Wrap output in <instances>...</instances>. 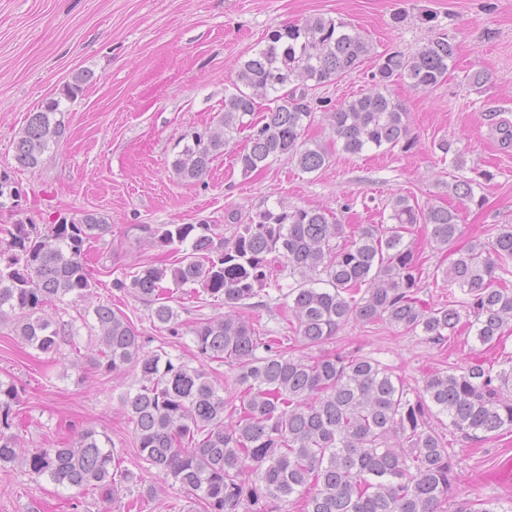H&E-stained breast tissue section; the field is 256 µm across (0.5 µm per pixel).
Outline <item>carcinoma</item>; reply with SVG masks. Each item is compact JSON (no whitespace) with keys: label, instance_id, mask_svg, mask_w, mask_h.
Wrapping results in <instances>:
<instances>
[{"label":"carcinoma","instance_id":"obj_1","mask_svg":"<svg viewBox=\"0 0 512 512\" xmlns=\"http://www.w3.org/2000/svg\"><path fill=\"white\" fill-rule=\"evenodd\" d=\"M371 44L350 24L312 16L267 33L263 47L238 63L235 92L204 132L186 136L172 161L185 182L200 179L224 148L242 132L247 147L235 163L245 176L285 156L304 172L329 162L326 146L304 138L315 120L308 83L338 80L358 68ZM456 45L446 32L406 56H377L372 88L328 111L329 126L342 150L408 151L415 138L403 105L383 90L402 79L428 91L448 79ZM91 74L74 75L63 90L70 101ZM266 101L260 108V101ZM61 100L52 98L31 112L14 143L15 168L34 171L66 135ZM452 165L466 168L465 152L442 138L435 143ZM451 190L474 201V186L494 174L474 169ZM382 224L352 227L321 207L279 202L256 209L230 235L215 240L209 224H159L148 230L152 246L186 245L167 264L147 262L121 284L149 303L153 321L179 335L173 290L198 286L224 302V315L202 319L191 330L203 364L192 367L166 351L141 353L140 334L108 304L93 307L100 336L93 365L117 373L133 365L134 394L122 403L140 456L158 474L192 492L207 512H448L454 483L448 442L432 427L438 415L466 436L512 431V367L493 371L478 357L429 374L409 396L400 376L360 352L297 356L285 346L295 340L319 347L351 320L385 322L423 341L445 344L468 318L483 348L512 331V288L504 274L512 264V226H505L451 251L443 282L466 300L430 307L419 297L420 262L405 236L416 224L431 226L436 248L448 251L463 235L460 213L444 206H420L408 196L389 202ZM109 228L104 216L85 212L60 217L44 230L14 224L0 249V321L44 354H55L71 333L45 307L88 301L95 284L85 245ZM288 272V319L293 336H262L239 310L279 288ZM263 354H258V351ZM208 361L228 364L237 391L224 395L205 369ZM20 393L0 380V463H19L37 482L57 487L119 491L112 469L118 451L109 438L87 428L62 446L17 451L11 431ZM453 512H499L498 504L459 502Z\"/></svg>","mask_w":512,"mask_h":512}]
</instances>
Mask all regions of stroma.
Returning <instances> with one entry per match:
<instances>
[{
	"instance_id": "1",
	"label": "stroma",
	"mask_w": 512,
	"mask_h": 512,
	"mask_svg": "<svg viewBox=\"0 0 512 512\" xmlns=\"http://www.w3.org/2000/svg\"><path fill=\"white\" fill-rule=\"evenodd\" d=\"M398 12L405 19L397 24ZM316 15L343 19L372 43V57L358 69L313 89V97L335 105L368 90L375 55H408L436 30L448 32L457 51L445 83L427 93L404 81L388 88L408 113L414 148L348 154L320 111L305 133L331 153L318 171L304 172L282 157L243 175L233 161L246 145L240 137L200 180L177 178L171 163L182 137L204 131L223 110L238 62L258 49L269 29ZM83 70L93 78L64 104L66 137L36 171L15 170L13 143L28 113L59 96ZM476 72L483 76L478 85ZM503 119L512 122V0H0V172H9L22 191L0 208V227L22 222L42 228L61 213L106 217L108 231L90 242L97 300L134 324L143 353L163 350L192 366L198 360L191 327L223 314V306L210 297L182 296L175 304L182 333L172 336L153 322L146 302L115 286L160 257L148 228L204 223L224 237L230 218L246 221L279 200L330 209L345 224L381 223L396 195L445 206L455 201L450 188L459 175L433 147L445 137L465 150L469 165L495 174L476 187L480 204L462 212L465 240L482 239L491 228L512 225V148H503L494 131ZM410 240L424 258L423 299L445 303L448 291L435 285L433 274L447 264L446 253L433 248L425 225H416ZM51 314L75 334L74 345L54 355L26 345L12 323L0 322V379L19 388L21 447L65 442L91 428L114 442L122 472L134 479L109 495L37 484L19 467L0 465V512H166L168 502L179 504L180 512H204L139 455L121 403L137 384L136 372L129 367L108 375L91 364L99 340L84 303H59ZM336 350L360 351L417 390L433 371L464 365L474 343L466 329L441 348L382 322L353 321L332 343L305 354ZM448 426L436 424L442 434H449ZM449 436L456 500L479 497L512 512V431L488 439ZM148 484L162 486L159 499L142 500Z\"/></svg>"
}]
</instances>
